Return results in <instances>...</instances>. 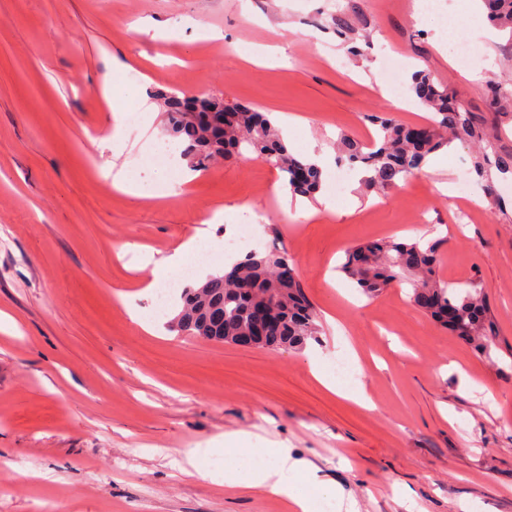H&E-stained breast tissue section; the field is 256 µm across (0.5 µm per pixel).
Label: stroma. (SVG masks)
<instances>
[{
    "mask_svg": "<svg viewBox=\"0 0 512 512\" xmlns=\"http://www.w3.org/2000/svg\"><path fill=\"white\" fill-rule=\"evenodd\" d=\"M415 0H351L366 37H339L334 0H0V512H291L277 498L231 495L206 465L176 469L188 449L220 447L237 433L257 448L281 444L360 512H512V214L479 207L458 223L438 184L471 177L460 144L433 154L397 189H371L348 171L334 209L311 220L279 205L285 175L254 154L210 165L184 184L182 157L154 159L163 115L131 108L121 154L95 138L111 123L104 84H146L152 102L204 90L229 103L306 118L288 139L299 157L335 154L338 134H376L368 116L388 112L425 125L431 112L405 95L384 99V60L446 81L470 110L512 62V37L478 19L474 60L449 64L435 44L458 0L415 15ZM181 23L184 38L155 40L136 24ZM219 39L197 40V33ZM255 46L287 62L247 64ZM129 74L106 79L105 52ZM129 180L165 178L177 198H134L113 189L104 164ZM239 204L261 216L255 238L296 264L324 319L318 339L269 353L181 336L175 310L153 316L150 268L214 208ZM420 228L436 235L438 276L481 283L498 320L500 348L486 357L434 323L405 282L364 295L339 272L349 246ZM157 320L151 334L131 311ZM335 323H328V316ZM360 353L371 400L362 406L311 373Z\"/></svg>",
    "mask_w": 512,
    "mask_h": 512,
    "instance_id": "stroma-1",
    "label": "stroma"
}]
</instances>
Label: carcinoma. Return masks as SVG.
<instances>
[{
  "mask_svg": "<svg viewBox=\"0 0 512 512\" xmlns=\"http://www.w3.org/2000/svg\"><path fill=\"white\" fill-rule=\"evenodd\" d=\"M481 2L489 23L512 32V0ZM409 89L419 104L434 112L430 125L411 129L385 112H375L369 119L377 127L376 140L363 145L340 138V157L365 169L370 187L401 186L422 171L431 154L455 140L475 152L474 172L484 181L486 192H491L493 186L488 168L512 177V151L496 149L486 116L471 111L447 85L426 72L415 73ZM511 101V81L499 79L486 85V104L493 115H501ZM164 104L167 129L182 146V155L191 166L204 169L219 158L252 152L277 166L292 192L302 196L317 192L320 168L293 155L280 129L266 114L243 104L226 105L223 127L215 130L207 123L184 119L177 94L165 95ZM287 264H292L288 253L276 248L246 254L224 273L184 289L172 327L186 336L221 338L231 343L250 332V306L269 301L281 310L282 321L267 338L265 349L304 348L319 332V315L307 298L299 275L282 276L281 268ZM437 267V243L381 239L350 247L339 271L372 296L395 279L406 277L412 293L422 290L435 295L436 307L425 313L446 327L444 313L450 307L456 309L460 326H448L450 330L478 352L490 356L496 347L498 324L484 288L476 282L447 287L439 279Z\"/></svg>",
  "mask_w": 512,
  "mask_h": 512,
  "instance_id": "1",
  "label": "carcinoma"
}]
</instances>
